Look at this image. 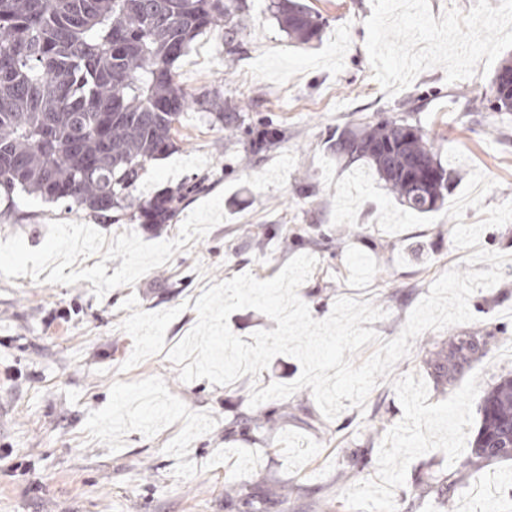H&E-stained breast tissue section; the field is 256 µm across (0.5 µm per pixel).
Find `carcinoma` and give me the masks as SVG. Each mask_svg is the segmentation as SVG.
<instances>
[{
  "label": "carcinoma",
  "mask_w": 512,
  "mask_h": 512,
  "mask_svg": "<svg viewBox=\"0 0 512 512\" xmlns=\"http://www.w3.org/2000/svg\"><path fill=\"white\" fill-rule=\"evenodd\" d=\"M274 15L300 44L319 39L322 24L299 0H274ZM233 0H0V187L35 194L108 216L132 211L143 224H168L188 197L208 190L197 176L147 200L133 195L147 162L176 147L175 126L186 109L242 125L214 90L190 97L175 79L174 63L202 30L224 22L233 42L240 22ZM492 108L512 112V92L495 90ZM281 133L269 126L252 149L271 150ZM331 148L351 166L374 170L406 209L430 213L448 199L453 171L421 129L394 121L363 123L334 133ZM488 352L485 336L427 340L422 362L436 386H454ZM288 419V410L236 416L224 434L257 433ZM512 436V376L500 377L481 401V424L469 463L512 460L493 449ZM227 507L268 512L288 491L234 485Z\"/></svg>",
  "instance_id": "carcinoma-1"
}]
</instances>
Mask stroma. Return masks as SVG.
<instances>
[{"instance_id":"obj_1","label":"stroma","mask_w":512,"mask_h":512,"mask_svg":"<svg viewBox=\"0 0 512 512\" xmlns=\"http://www.w3.org/2000/svg\"><path fill=\"white\" fill-rule=\"evenodd\" d=\"M326 25L299 45L270 0H238L241 28L199 34L174 65L188 94L221 90L245 123L228 133L195 109L177 125L174 153L149 161L145 198L197 175L208 192L167 224L107 220L40 198L0 191V512H225L228 482L288 486L275 512H512V461L474 469L480 404L512 373V267L469 299L473 321L431 331L435 340L476 333L490 352L448 392L436 389L416 352L378 378L364 408L324 420L310 388L286 402L323 421L299 420L254 437H225L249 412L252 388L291 383L297 359L273 358L259 377L219 386L179 377L168 351L195 326L203 290L242 273L273 278L293 257L317 265L298 289L313 318L343 296L385 316L383 340L443 273L467 271L484 249L512 255V114L469 111L467 95L492 98L494 70L447 82L442 67L388 94L365 47L371 0H304ZM422 128L456 179L444 207L417 214L368 167L329 150L335 130L371 121ZM280 129V145L252 154V135ZM386 429L373 434L374 418ZM368 456L351 482L336 480L350 452ZM440 471L460 481L449 505L420 497ZM499 479L483 501L473 487Z\"/></svg>"}]
</instances>
